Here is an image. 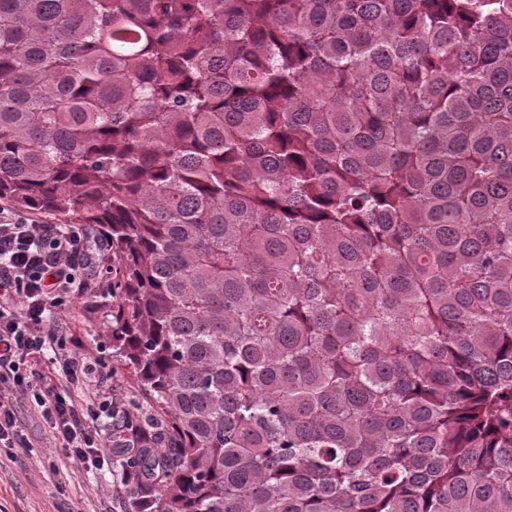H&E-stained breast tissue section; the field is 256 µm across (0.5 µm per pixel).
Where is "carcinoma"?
I'll list each match as a JSON object with an SVG mask.
<instances>
[{
	"mask_svg": "<svg viewBox=\"0 0 512 512\" xmlns=\"http://www.w3.org/2000/svg\"><path fill=\"white\" fill-rule=\"evenodd\" d=\"M101 232L134 512H512V0H0V199Z\"/></svg>",
	"mask_w": 512,
	"mask_h": 512,
	"instance_id": "obj_1",
	"label": "carcinoma"
}]
</instances>
